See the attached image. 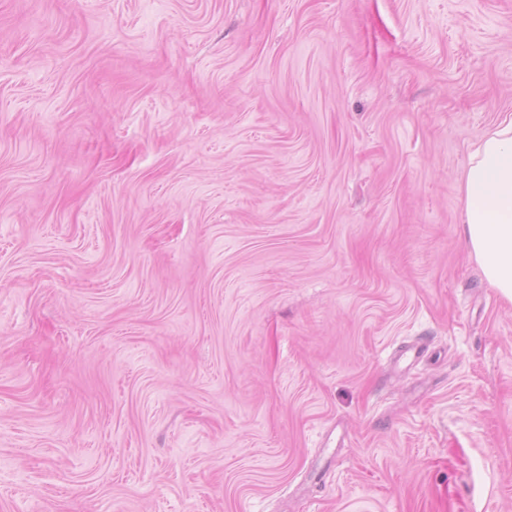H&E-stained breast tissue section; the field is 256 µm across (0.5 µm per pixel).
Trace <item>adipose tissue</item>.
<instances>
[{
	"mask_svg": "<svg viewBox=\"0 0 512 512\" xmlns=\"http://www.w3.org/2000/svg\"><path fill=\"white\" fill-rule=\"evenodd\" d=\"M460 222L487 282L512 302V118L495 124L471 153Z\"/></svg>",
	"mask_w": 512,
	"mask_h": 512,
	"instance_id": "obj_1",
	"label": "adipose tissue"
}]
</instances>
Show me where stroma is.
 Here are the masks:
<instances>
[{
    "instance_id": "1",
    "label": "stroma",
    "mask_w": 512,
    "mask_h": 512,
    "mask_svg": "<svg viewBox=\"0 0 512 512\" xmlns=\"http://www.w3.org/2000/svg\"><path fill=\"white\" fill-rule=\"evenodd\" d=\"M509 113L512 0H0V512H512ZM460 224L487 282L512 302V118L495 124L471 153Z\"/></svg>"
}]
</instances>
